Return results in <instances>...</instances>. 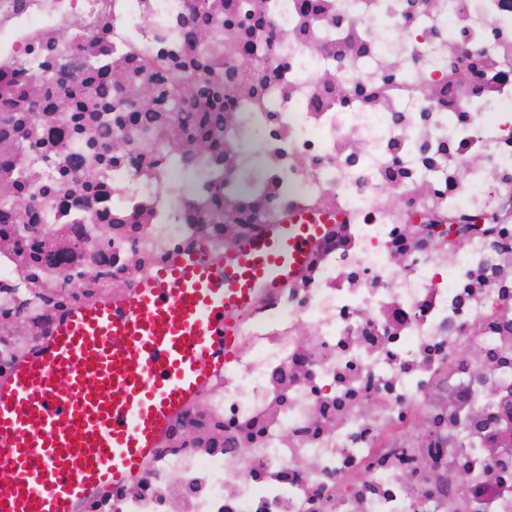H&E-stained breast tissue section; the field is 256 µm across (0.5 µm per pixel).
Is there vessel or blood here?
Masks as SVG:
<instances>
[{
	"instance_id": "obj_1",
	"label": "vessel or blood",
	"mask_w": 512,
	"mask_h": 512,
	"mask_svg": "<svg viewBox=\"0 0 512 512\" xmlns=\"http://www.w3.org/2000/svg\"><path fill=\"white\" fill-rule=\"evenodd\" d=\"M320 225L279 224L212 263L177 256L132 295L79 307L0 383V512H76L132 479L171 416L236 349L232 313L287 280Z\"/></svg>"
}]
</instances>
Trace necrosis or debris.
Listing matches in <instances>:
<instances>
[{"mask_svg":"<svg viewBox=\"0 0 512 512\" xmlns=\"http://www.w3.org/2000/svg\"><path fill=\"white\" fill-rule=\"evenodd\" d=\"M215 2L0 0V380L172 258L324 216L80 512H512V0ZM203 124L224 178L186 189Z\"/></svg>","mask_w":512,"mask_h":512,"instance_id":"4bbe7bcc","label":"necrosis or debris"}]
</instances>
